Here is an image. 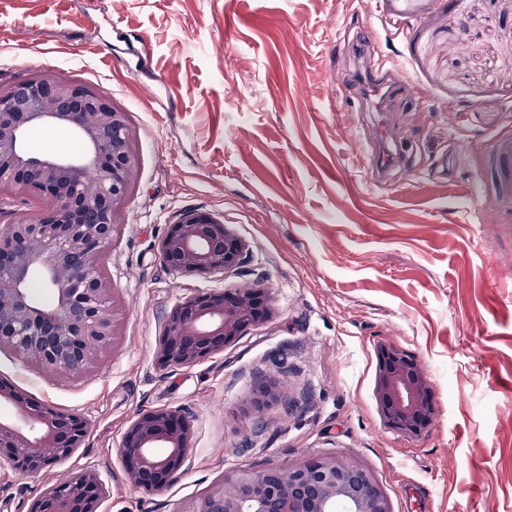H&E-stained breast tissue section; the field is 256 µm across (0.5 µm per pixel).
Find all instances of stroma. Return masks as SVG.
Here are the masks:
<instances>
[{
  "mask_svg": "<svg viewBox=\"0 0 512 512\" xmlns=\"http://www.w3.org/2000/svg\"><path fill=\"white\" fill-rule=\"evenodd\" d=\"M369 25L375 64L410 88L390 122L414 165L382 184L358 149L376 115L338 84ZM35 71L124 108L141 172L101 266L119 320L106 357L50 376L0 351V377L87 422L60 464L0 466V512L82 468L102 474V512H182L225 473L334 453L371 469L394 512H413L408 483L426 512H512V199L478 183L512 129V0H0V85ZM192 209L244 242L240 267L164 263L160 238ZM253 281L268 319L195 366H159L177 302ZM382 342L427 372L436 416L419 436L382 421ZM263 380L282 393L259 405ZM160 409L188 419L192 448L149 492L118 448Z\"/></svg>",
  "mask_w": 512,
  "mask_h": 512,
  "instance_id": "1",
  "label": "stroma"
}]
</instances>
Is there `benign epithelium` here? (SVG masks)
Here are the masks:
<instances>
[{"label": "benign epithelium", "instance_id": "benign-epithelium-1", "mask_svg": "<svg viewBox=\"0 0 512 512\" xmlns=\"http://www.w3.org/2000/svg\"><path fill=\"white\" fill-rule=\"evenodd\" d=\"M50 128L81 144L27 153L23 136ZM140 170L128 113L100 89L38 71L0 89V350L47 374L80 373L97 364L118 335L112 288L98 274ZM170 268L208 276L239 267L245 244L209 212L188 210L158 244ZM44 278L55 304L39 305L27 283ZM273 312L270 291L258 283L185 298L167 315L158 347L164 368L195 365L234 343ZM375 397L384 424L409 437L433 421L436 406L424 369L390 343L376 352ZM0 460L33 474L68 456L59 437L65 414L0 384ZM188 421L168 410L142 413L124 436L119 456L129 483L161 490L191 449ZM107 487L93 469H79L32 500L29 512H99ZM183 512H393L374 474L347 457L319 455L287 468L238 469L224 475Z\"/></svg>", "mask_w": 512, "mask_h": 512}]
</instances>
